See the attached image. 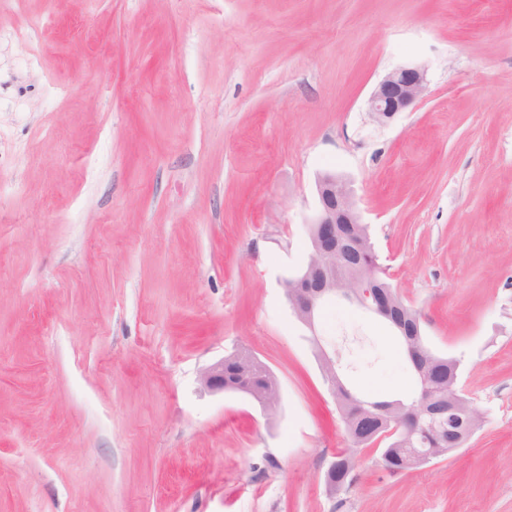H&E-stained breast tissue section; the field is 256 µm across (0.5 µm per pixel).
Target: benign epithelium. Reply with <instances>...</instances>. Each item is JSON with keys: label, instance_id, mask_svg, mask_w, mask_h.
Segmentation results:
<instances>
[{"label": "benign epithelium", "instance_id": "7a95c632", "mask_svg": "<svg viewBox=\"0 0 512 512\" xmlns=\"http://www.w3.org/2000/svg\"><path fill=\"white\" fill-rule=\"evenodd\" d=\"M425 85L426 74L421 68L400 67L389 72L368 99L369 116L379 125L387 124L422 95ZM317 192L320 210L314 221L308 224L314 246V260L306 272L292 283L295 291L291 293L289 303L294 316L313 333L315 317L322 304L340 298L359 304L377 320L385 317L387 305L373 296L371 290L362 286V283H356L351 288L336 287V253L340 247L337 225L359 223L348 185L335 174L325 173L317 179ZM326 359L324 378L332 388L336 373L347 370L344 351L335 348L326 355ZM413 377L415 395L409 400L411 422L406 426L407 444H412L416 437L429 432L441 435L453 432L459 421L466 423V430H475L479 414L464 397L448 405V410L444 412L419 410V406L432 399L431 376L426 371H418ZM200 380L208 390L226 392L224 360L205 368Z\"/></svg>", "mask_w": 512, "mask_h": 512}]
</instances>
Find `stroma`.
Returning <instances> with one entry per match:
<instances>
[{
	"instance_id": "35a3bbf8",
	"label": "stroma",
	"mask_w": 512,
	"mask_h": 512,
	"mask_svg": "<svg viewBox=\"0 0 512 512\" xmlns=\"http://www.w3.org/2000/svg\"><path fill=\"white\" fill-rule=\"evenodd\" d=\"M403 66L422 98L373 123ZM325 172L481 415L334 494L315 343L366 337L352 392L413 381L357 306L289 308ZM0 181V512H512V0H0ZM238 350L275 409L201 386ZM425 71L418 67H400L389 72L378 83L367 102L371 119L385 125L423 93Z\"/></svg>"
}]
</instances>
